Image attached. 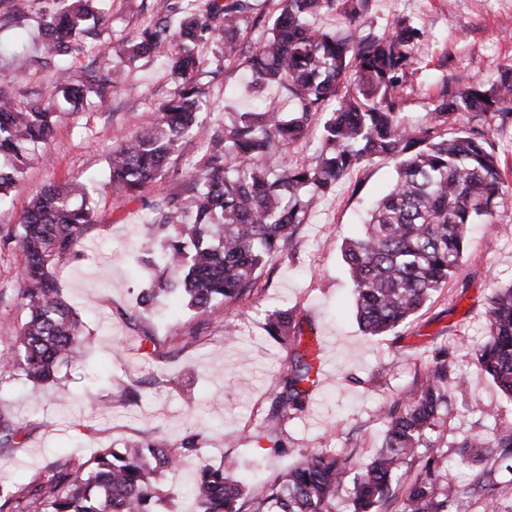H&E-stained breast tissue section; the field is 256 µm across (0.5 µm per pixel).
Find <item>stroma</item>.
I'll use <instances>...</instances> for the list:
<instances>
[{
	"label": "stroma",
	"instance_id": "stroma-1",
	"mask_svg": "<svg viewBox=\"0 0 512 512\" xmlns=\"http://www.w3.org/2000/svg\"><path fill=\"white\" fill-rule=\"evenodd\" d=\"M173 0H107L105 20L82 39V52L67 56L73 71L108 69L125 42L152 17L166 14ZM419 26L424 38L417 61L401 90L403 114L424 120L441 89L455 92L479 81L499 82L512 67V0H368L361 35L387 32L395 18ZM206 62L196 75L208 94L207 122L223 126L232 113L255 102L286 108L275 87L253 93L249 74L225 66L224 52L204 48ZM178 83L163 62L144 58L131 66L105 106L91 103L59 113L45 147L46 161L24 173L12 204L0 208V235L20 222L31 194L42 185L72 177L94 178V227L85 236L84 260L57 266L55 278L84 324L94 348L83 365L69 368V395L60 402L50 388L37 389L23 377L0 384V402L11 405L29 426L20 447L0 452V480L16 486L40 477L49 461L73 456L89 462L101 450L123 449L130 441L161 435L180 442L202 428L204 448L167 473L160 512H198L189 488L200 464L232 466L231 476L252 486L288 469L309 448H328L368 462L383 442L389 406L417 387L439 351H447L454 383L464 387L449 418L434 434L448 445L442 475L467 488L476 465L457 442L488 432L481 409L494 405L512 423V400L479 368L476 353L485 340L487 303L512 283V116L492 121L489 139L501 160L504 186L493 223L473 225L456 277L414 318L387 336H368L355 313L341 245L355 235L369 201L391 183L392 163L364 162L319 199L307 224L288 249L268 257L248 300L209 320L198 339H189L190 312L171 299L141 311L137 297L151 271L139 260L149 206L174 192L190 168L202 164L203 139L185 143L175 167L147 185L138 199L111 192L107 153L113 135L141 130ZM14 253L0 251V353L11 349L24 319L18 304ZM278 308L295 309L304 328L323 341L329 372L311 392L303 412L283 425L280 448L258 436L272 399L273 383L288 362L287 350L264 331L265 317ZM152 329L166 357L149 359L126 350L131 316ZM234 343H225L226 334ZM136 388L137 402H117L112 388Z\"/></svg>",
	"mask_w": 512,
	"mask_h": 512
}]
</instances>
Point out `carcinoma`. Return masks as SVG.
I'll return each mask as SVG.
<instances>
[{
  "label": "carcinoma",
  "instance_id": "cac0c4a2",
  "mask_svg": "<svg viewBox=\"0 0 512 512\" xmlns=\"http://www.w3.org/2000/svg\"><path fill=\"white\" fill-rule=\"evenodd\" d=\"M31 0H10L0 29H17L0 41V60L32 62L24 24ZM39 37L57 56L79 50L88 23L103 21L101 0H37ZM203 13L185 7L172 27L168 16L140 30L123 49L134 63L164 56L181 80L153 120L137 133L112 141L108 179L112 190L131 199L176 165L188 136L207 141L206 160L169 196L150 206L146 237L154 250L143 258L153 271L140 304L178 295L202 326L219 306L251 294L266 258L285 248L306 223L315 200L365 161H392L396 178L376 201L364 231L342 249L356 315L370 336L385 335L408 322L455 276L471 224H491L502 176L487 131L476 126L450 130L454 116L471 112L486 122L512 110V67L497 85L473 82L456 95L443 91L426 122L406 124L400 90L416 60L419 30L405 19L386 35L361 36L358 28L316 30L308 17L336 11L349 21L366 0H277L263 20L255 0H206ZM267 23L265 35L248 42L249 23ZM208 43L224 47V64L249 70L251 87L276 86L292 104L289 112H236L213 129L206 121L205 92L192 80ZM55 93L74 104L88 96L106 104L125 74L87 68L77 76L58 67ZM54 98L20 97L0 77V203L17 189L20 175L45 148L56 123ZM326 115L320 145L295 163L276 162L282 148L310 134L313 117ZM94 186L71 180L49 183L31 199L20 220L19 304L25 312L13 351L0 356V383L16 375L34 385L58 381L62 368L83 361L91 349L78 314L58 288L54 269L83 259L82 239L92 223ZM488 337L478 363L500 392L512 400V284L499 288L487 311ZM265 331L292 354L272 391L261 437L279 443L281 422L304 409L315 366L302 321L292 309L272 313ZM138 350L157 356L153 331L138 329ZM463 392L451 384L448 363L427 370L418 392L393 405L381 450L359 467L350 456L313 448L286 473L246 492L222 468L202 465L194 484L200 512H333L348 475H353L349 512H382L404 489L398 512H449L458 490L439 473L443 457L427 455L424 472L410 475V462L445 422ZM27 426L0 403V450L18 447ZM207 440L204 431L179 443L161 436L134 441L121 451L105 450L91 464L77 459L51 463L45 480L0 488V512H156L160 483L182 458ZM459 447L479 463L471 489L478 494L512 491V424L465 438Z\"/></svg>",
  "mask_w": 512,
  "mask_h": 512
}]
</instances>
